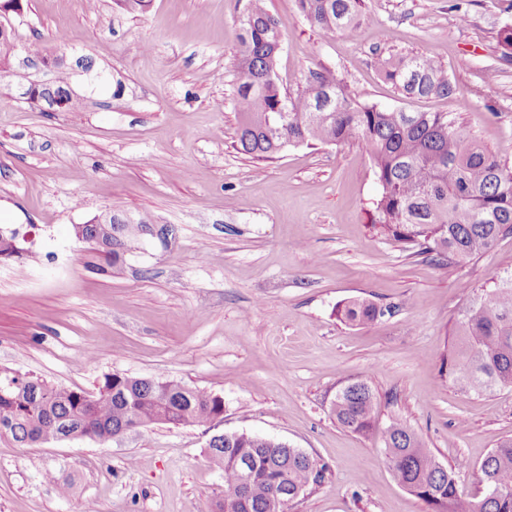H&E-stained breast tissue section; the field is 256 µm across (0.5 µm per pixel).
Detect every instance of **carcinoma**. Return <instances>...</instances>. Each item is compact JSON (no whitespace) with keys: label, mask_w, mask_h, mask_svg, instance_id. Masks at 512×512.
<instances>
[{"label":"carcinoma","mask_w":512,"mask_h":512,"mask_svg":"<svg viewBox=\"0 0 512 512\" xmlns=\"http://www.w3.org/2000/svg\"><path fill=\"white\" fill-rule=\"evenodd\" d=\"M296 2L327 37L350 36L365 20L363 0ZM240 25L235 102L242 153L271 159L289 146L360 144L379 186L373 224L438 265L472 259L512 235V170L463 129L458 113L363 103L328 69L309 71L304 86L287 95L277 75L279 22L265 0H246ZM378 71L406 99L454 94L447 70L432 57L392 54L379 59ZM74 231L112 264L120 261L127 241L114 242L112 225L76 224ZM387 314L393 307L360 301L342 310L353 324ZM448 378L478 395L512 389V274L495 278L494 287L463 310L448 350ZM333 411L343 427L368 435L377 424V397L357 380L338 391ZM223 413L221 397L162 377L131 383L111 374L89 394L0 367V435L23 448L85 436L106 442L134 419L209 430ZM382 451L394 479L429 512H512V438L479 465L478 498L457 490L470 465L444 467L400 420L385 428ZM207 454L224 473L216 512H288L326 470L297 448L247 432L210 439Z\"/></svg>","instance_id":"carcinoma-1"}]
</instances>
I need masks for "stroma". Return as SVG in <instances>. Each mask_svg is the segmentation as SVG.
Listing matches in <instances>:
<instances>
[{
	"mask_svg": "<svg viewBox=\"0 0 512 512\" xmlns=\"http://www.w3.org/2000/svg\"><path fill=\"white\" fill-rule=\"evenodd\" d=\"M282 34V92L309 70H335L363 102L458 112L512 166V58L500 32L512 0H364L354 37H322L296 0H266ZM14 77L0 84V226L29 235L0 260V367L96 391L105 375L164 377L222 398L217 432H247L300 449L326 468L289 512H427L394 479L380 433L336 419L356 380L377 396L378 422L398 418L444 466L475 468L512 437V389L461 390L442 363L462 311L512 273V235L469 261L437 265L371 223L378 185L356 143L288 147L276 158L236 142L240 0H21ZM60 47L82 98L49 112L23 98L44 72L26 67L37 41ZM434 57L454 98L414 101L377 74L376 56ZM86 57L107 83L88 87ZM121 96H114L116 84ZM173 226L127 242L118 263L73 227L103 210ZM351 300L397 311L339 320ZM209 433L151 425L99 443L31 448L0 436V512H212L224 476ZM69 479L61 497L48 474Z\"/></svg>",
	"mask_w": 512,
	"mask_h": 512,
	"instance_id": "35a3bbf8",
	"label": "stroma"
}]
</instances>
